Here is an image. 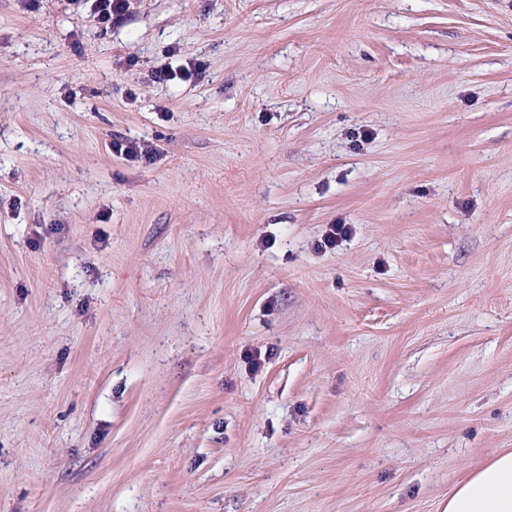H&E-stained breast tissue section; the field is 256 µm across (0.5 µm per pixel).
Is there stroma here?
<instances>
[{
    "label": "stroma",
    "instance_id": "stroma-1",
    "mask_svg": "<svg viewBox=\"0 0 512 512\" xmlns=\"http://www.w3.org/2000/svg\"><path fill=\"white\" fill-rule=\"evenodd\" d=\"M503 448L512 0H0V512H445Z\"/></svg>",
    "mask_w": 512,
    "mask_h": 512
}]
</instances>
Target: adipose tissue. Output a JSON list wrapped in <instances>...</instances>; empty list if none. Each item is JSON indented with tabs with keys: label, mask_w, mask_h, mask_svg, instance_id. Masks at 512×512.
<instances>
[{
	"label": "adipose tissue",
	"mask_w": 512,
	"mask_h": 512,
	"mask_svg": "<svg viewBox=\"0 0 512 512\" xmlns=\"http://www.w3.org/2000/svg\"><path fill=\"white\" fill-rule=\"evenodd\" d=\"M446 512H512V450L504 449L462 482Z\"/></svg>",
	"instance_id": "adipose-tissue-1"
}]
</instances>
